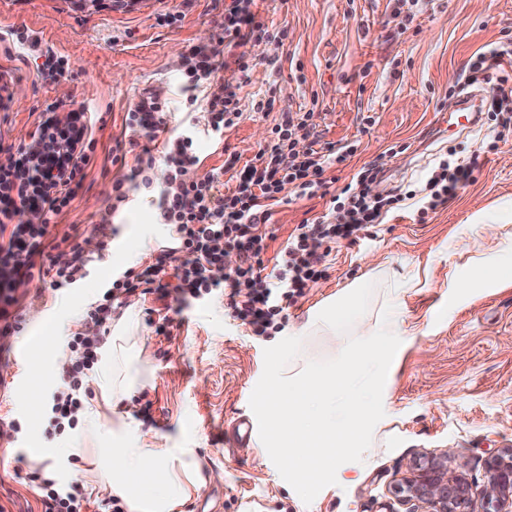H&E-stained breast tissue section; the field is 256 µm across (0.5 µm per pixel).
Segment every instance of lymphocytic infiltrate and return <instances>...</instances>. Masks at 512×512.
Returning <instances> with one entry per match:
<instances>
[{"mask_svg":"<svg viewBox=\"0 0 512 512\" xmlns=\"http://www.w3.org/2000/svg\"><path fill=\"white\" fill-rule=\"evenodd\" d=\"M257 2L224 0L223 49L199 46L187 57V71L195 82L213 88L205 120L217 138L244 117L237 85L221 78L219 72L229 60L239 78L248 77L251 65L238 49L267 31L258 19ZM508 59L512 60V44L507 42L477 52L470 60L468 80L490 86L491 93L480 109L511 130L512 72L504 67ZM167 112L166 101L150 95L127 113L125 125L135 176L149 182V173L159 160L169 169L167 183L159 192L156 221L168 227L175 245L160 247L155 262L144 270L117 274L91 303L85 318L102 328L127 296L156 293L188 305L220 294L230 316L248 325L254 335H273L282 330L295 296L325 276L336 245L356 244L361 231L382 223L407 200L415 201L419 219H426L470 184L479 167L475 157L453 166L443 159L432 170L423 193L382 194L375 187L383 180V168L365 165L332 195L329 213L297 225L268 271L263 256L269 241L276 238L269 225L273 206L283 202L289 190L295 197L310 199L326 192V171L353 156L356 145L326 143L297 151L296 136L315 133L314 114L309 111L296 118L284 113L254 161L238 168V184L228 192L216 171L186 179L187 170L200 163L193 126H184L176 136L165 139L161 151H154L152 144L167 123ZM97 122L96 113L83 104L51 101L43 105L31 143L18 145L0 136V353L8 350L9 338L19 329L20 286L36 280L53 291L71 288L87 278L95 262L84 254L78 235L55 237L51 230L56 216L82 189L97 159ZM27 210L39 212L41 223H16V215ZM62 247L69 248L72 260L60 267L53 253ZM228 250L238 256L231 268L224 265ZM185 252L193 255L192 263L182 262ZM66 343L74 358L62 367L61 387L50 402L45 430L50 440L76 428L89 394L88 374L98 358L96 342L82 332H72ZM28 480L40 512H86L89 499L78 482L63 480L40 467Z\"/></svg>","mask_w":512,"mask_h":512,"instance_id":"f902f5d3","label":"lymphocytic infiltrate"}]
</instances>
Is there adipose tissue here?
<instances>
[{
  "mask_svg": "<svg viewBox=\"0 0 512 512\" xmlns=\"http://www.w3.org/2000/svg\"><path fill=\"white\" fill-rule=\"evenodd\" d=\"M487 235L497 241L495 253L475 245L467 264L457 272L456 287L494 285L512 269V239L497 240L493 224L488 225ZM117 327L111 341V360L100 379L104 407L92 418L90 437L97 446L87 460L94 473L107 480L113 495L127 503L129 512H178L186 501L201 497L208 482L197 473L193 449L154 450L141 440L129 409L121 402L150 376L151 369L146 360H130L136 346L133 318H119ZM104 437L112 439L113 448L99 447Z\"/></svg>",
  "mask_w": 512,
  "mask_h": 512,
  "instance_id": "adipose-tissue-1",
  "label": "adipose tissue"
}]
</instances>
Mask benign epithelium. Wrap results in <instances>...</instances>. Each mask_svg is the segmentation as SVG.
Listing matches in <instances>:
<instances>
[{
  "instance_id": "1",
  "label": "benign epithelium",
  "mask_w": 512,
  "mask_h": 512,
  "mask_svg": "<svg viewBox=\"0 0 512 512\" xmlns=\"http://www.w3.org/2000/svg\"><path fill=\"white\" fill-rule=\"evenodd\" d=\"M452 448H440L415 462L413 478L393 489L407 512H460V505L477 504L478 512H512V448L487 461L488 484L480 499L461 473L448 467Z\"/></svg>"
}]
</instances>
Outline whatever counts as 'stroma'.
Segmentation results:
<instances>
[{"instance_id": "stroma-1", "label": "stroma", "mask_w": 512, "mask_h": 512, "mask_svg": "<svg viewBox=\"0 0 512 512\" xmlns=\"http://www.w3.org/2000/svg\"><path fill=\"white\" fill-rule=\"evenodd\" d=\"M258 11L270 35L244 45L254 68L240 95L244 104L263 99L272 106L248 112L220 140L199 126L195 149L201 162L189 169V178L222 167L232 155L253 159L282 113L309 110L316 113L321 141L358 146L354 156L329 171L343 183L376 162L385 171L380 191L412 187L449 151L459 160L479 155L481 167L473 182L426 222L409 207L371 226L358 244L338 245L326 277L304 289L289 309L288 335L327 299L367 279L375 285L367 310L374 316L391 280L429 275L427 287L401 298L408 342L395 359L385 420L371 448L361 461L342 464L336 484L312 503L302 501L257 442L236 447L224 436L234 417L250 415L263 350L277 339L254 336L230 317L223 297L182 308L153 294L125 299L137 344L154 370L130 395L132 418L150 443L163 446L190 436L200 476L223 473L202 497L184 504L183 512H391L397 505L391 490L412 477L418 457L446 447L456 451L453 466L480 491L488 483V458L512 448V284L464 289L453 302L448 290L465 252L483 237L474 214L512 225V133L500 140L496 123L456 130L442 118L447 103L458 101L467 86L470 58L512 34V0H419L406 31L393 16V0H260ZM169 12L179 13V21L167 23ZM223 12L224 0H136L127 8L97 0L86 10L74 0H0V72L13 79V101L0 112V135L29 141L48 100H73L99 113L97 164L54 232L78 229L92 254L101 240L102 215H109L114 230L111 253L78 286L55 294L41 291L36 282L26 288L12 350L0 356V378L12 383L0 398V416L10 415L20 426L10 448L0 452V497L14 499L18 512L35 500L28 475L39 464L48 471L66 469L90 499L87 512L108 510L109 484L85 474L80 449L86 423L46 440L45 400L60 383L58 356L67 350L66 338L80 328L90 302L113 273L148 264L166 239L165 226L155 222L161 180L144 187L131 176L133 156L112 161L116 145L128 141L125 115L149 94L169 101L172 131L205 113L207 90L197 88L192 105L182 91L189 83L185 58L195 46L223 47ZM32 30L66 60L65 78L45 80L17 42V32ZM364 114L375 119L367 129L360 120ZM395 144L404 146V153L392 155ZM117 176L126 179V198L113 208ZM328 207L325 197L293 196L273 206L276 239L270 251ZM53 326L59 337L45 339ZM40 341L54 348V355L16 363L17 351ZM35 375L43 383L31 396L27 387ZM39 448L46 451L40 463L32 457Z\"/></svg>"}]
</instances>
